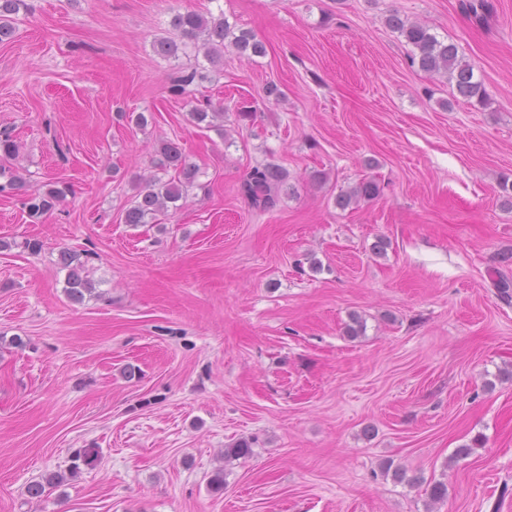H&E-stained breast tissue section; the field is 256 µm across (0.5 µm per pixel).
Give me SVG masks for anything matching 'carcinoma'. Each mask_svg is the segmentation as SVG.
Masks as SVG:
<instances>
[{
    "label": "carcinoma",
    "instance_id": "cac0c4a2",
    "mask_svg": "<svg viewBox=\"0 0 512 512\" xmlns=\"http://www.w3.org/2000/svg\"><path fill=\"white\" fill-rule=\"evenodd\" d=\"M24 0H0V42L10 39L14 32L13 15L17 14ZM466 12L478 23H485L491 14L492 6L487 0H470L465 4ZM387 25L397 31L404 40L414 48L412 60L418 62L421 70L439 75L455 85L458 94L464 98H484L481 84L474 81L473 67L458 55L457 47L437 38L431 28L422 23L409 22L397 14L387 19ZM171 26L179 33V39L163 37L156 41L154 50L157 54L177 59L191 43L197 49L204 50V58L212 65L220 63L224 49L230 47L240 55L262 56L266 52L265 44L250 31H234V27L224 18V11L219 14L185 12L177 13ZM223 114V109L211 104L194 107L189 112L193 123L211 124V121ZM156 154L159 156L157 166L164 170L172 169L176 177L162 181L152 178L146 191L139 195L135 204L125 215L127 224H152L157 216L169 209L178 208L177 202L183 198L188 188L196 185L198 169L186 163L179 144L173 141L160 143ZM288 181L286 169L272 164H259L250 169L244 177L241 190L249 203L260 212L274 209L279 194ZM380 193L378 184L372 180H363L350 190L336 196V205L342 209L352 204L375 199ZM65 190L52 188L44 195L27 197L25 207L32 216H40L52 209L54 201L63 197ZM65 266L69 267L67 276V293L75 301L83 299L84 294L92 292L94 286L82 276L83 262L75 253H62Z\"/></svg>",
    "mask_w": 512,
    "mask_h": 512
}]
</instances>
